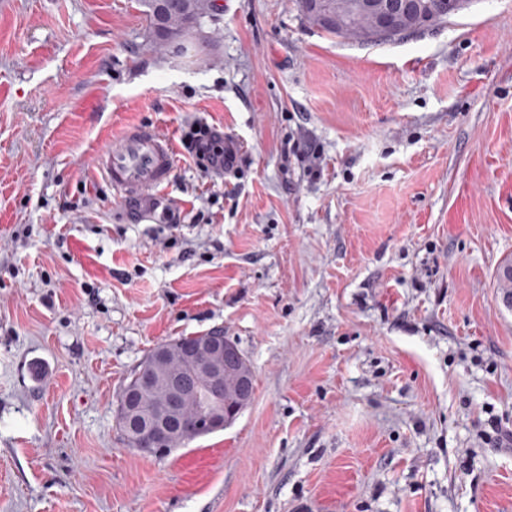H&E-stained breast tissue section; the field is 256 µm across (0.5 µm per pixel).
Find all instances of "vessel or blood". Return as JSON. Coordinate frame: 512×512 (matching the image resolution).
Segmentation results:
<instances>
[{
  "label": "vessel or blood",
  "instance_id": "obj_1",
  "mask_svg": "<svg viewBox=\"0 0 512 512\" xmlns=\"http://www.w3.org/2000/svg\"><path fill=\"white\" fill-rule=\"evenodd\" d=\"M92 163L110 183L120 204L150 209L169 185L176 153L170 138L155 125H127L116 143L101 147Z\"/></svg>",
  "mask_w": 512,
  "mask_h": 512
}]
</instances>
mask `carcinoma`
I'll return each instance as SVG.
<instances>
[{
    "instance_id": "obj_1",
    "label": "carcinoma",
    "mask_w": 512,
    "mask_h": 512,
    "mask_svg": "<svg viewBox=\"0 0 512 512\" xmlns=\"http://www.w3.org/2000/svg\"><path fill=\"white\" fill-rule=\"evenodd\" d=\"M143 14L149 24L153 40L164 46L178 47L192 30L204 23L215 21L210 11V0H139ZM371 19L363 13L353 14L346 27L340 30L324 29V32L359 41H369L367 31ZM508 272L498 270V286L508 306H512V264L505 265Z\"/></svg>"
}]
</instances>
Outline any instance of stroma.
Segmentation results:
<instances>
[{
	"label": "stroma",
	"mask_w": 512,
	"mask_h": 512,
	"mask_svg": "<svg viewBox=\"0 0 512 512\" xmlns=\"http://www.w3.org/2000/svg\"><path fill=\"white\" fill-rule=\"evenodd\" d=\"M218 5L179 50L137 0L0 6V512H512V0L369 44ZM196 119L236 170L121 206L96 149ZM214 328L251 405L126 447L131 372Z\"/></svg>",
	"instance_id": "35a3bbf8"
}]
</instances>
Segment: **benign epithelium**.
<instances>
[{
  "mask_svg": "<svg viewBox=\"0 0 512 512\" xmlns=\"http://www.w3.org/2000/svg\"><path fill=\"white\" fill-rule=\"evenodd\" d=\"M353 6L377 15L374 31L380 40L408 21L388 0H336V10L329 13L320 10L317 0L304 4L315 21L338 28ZM138 377V383L125 388L118 409L132 431L134 449L144 454L168 452L166 443L180 431L187 408L203 391L211 399L203 428L210 433L230 427L253 400V372L236 343L224 335L161 345L138 366ZM226 389L234 394L230 402L222 399Z\"/></svg>",
  "mask_w": 512,
  "mask_h": 512,
  "instance_id": "7a95c632",
  "label": "benign epithelium"
}]
</instances>
